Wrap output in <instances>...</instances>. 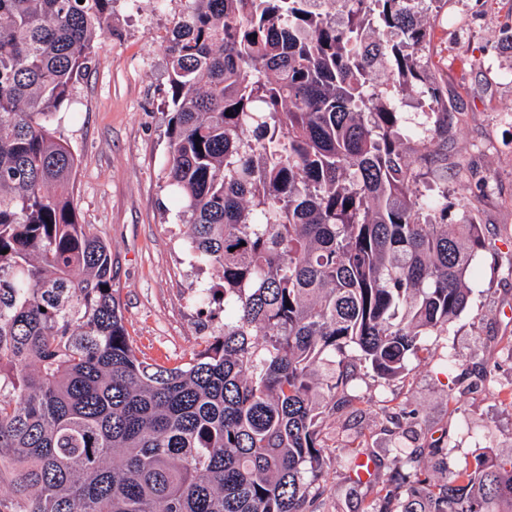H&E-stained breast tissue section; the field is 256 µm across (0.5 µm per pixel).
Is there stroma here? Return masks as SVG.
<instances>
[{"label": "stroma", "instance_id": "stroma-1", "mask_svg": "<svg viewBox=\"0 0 512 512\" xmlns=\"http://www.w3.org/2000/svg\"><path fill=\"white\" fill-rule=\"evenodd\" d=\"M188 0H114L112 28L95 40L89 71L53 120L77 158L79 221L110 244L124 324L138 355L175 365L224 321L204 307L216 271L186 248L188 227L165 184L169 161L168 57L164 38ZM512 0H448L430 48L448 84V203L473 215L487 241L467 280L466 309L447 334L426 337L433 361H410L406 378L360 380L362 401L327 414L329 455L369 449L388 465L398 449L445 448L452 469L512 448V56L497 44ZM467 194H459V187ZM491 369L493 382L481 378ZM329 512H364L365 490L332 466L323 475Z\"/></svg>", "mask_w": 512, "mask_h": 512}]
</instances>
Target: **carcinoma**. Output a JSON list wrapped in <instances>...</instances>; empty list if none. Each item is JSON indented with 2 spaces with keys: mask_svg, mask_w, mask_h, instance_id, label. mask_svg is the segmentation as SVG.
Listing matches in <instances>:
<instances>
[{
  "mask_svg": "<svg viewBox=\"0 0 512 512\" xmlns=\"http://www.w3.org/2000/svg\"><path fill=\"white\" fill-rule=\"evenodd\" d=\"M167 38L168 185L224 323L175 366L139 358L112 251L76 216L52 128L112 0H0V512H323V406L403 377L448 333L485 248L448 222V0H188ZM384 70L389 82L374 75ZM429 123L403 125L390 92ZM240 109H235V106ZM331 357L334 369L318 366ZM396 455L366 512H512V451Z\"/></svg>",
  "mask_w": 512,
  "mask_h": 512,
  "instance_id": "carcinoma-1",
  "label": "carcinoma"
}]
</instances>
